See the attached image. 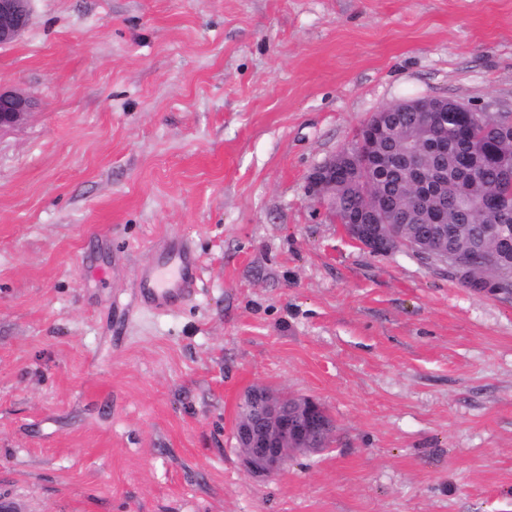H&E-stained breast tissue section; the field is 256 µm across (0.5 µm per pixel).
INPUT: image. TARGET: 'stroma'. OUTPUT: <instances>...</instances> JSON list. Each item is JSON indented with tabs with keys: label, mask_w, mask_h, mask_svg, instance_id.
<instances>
[{
	"label": "stroma",
	"mask_w": 512,
	"mask_h": 512,
	"mask_svg": "<svg viewBox=\"0 0 512 512\" xmlns=\"http://www.w3.org/2000/svg\"><path fill=\"white\" fill-rule=\"evenodd\" d=\"M0 88V512H512V295L376 254L310 196L386 104L512 113V0H30ZM187 239L195 297L136 306ZM264 385L330 444L273 479ZM33 109V101L26 95L0 89V133L13 129ZM333 430L324 408L309 397H288L264 386L247 390L235 421L236 447L244 470L257 479L275 476L297 452L315 453Z\"/></svg>",
	"instance_id": "obj_1"
}]
</instances>
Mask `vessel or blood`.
Returning <instances> with one entry per match:
<instances>
[{"label":"vessel or blood","mask_w":512,"mask_h":512,"mask_svg":"<svg viewBox=\"0 0 512 512\" xmlns=\"http://www.w3.org/2000/svg\"><path fill=\"white\" fill-rule=\"evenodd\" d=\"M197 274L186 244L165 242L154 248L148 267L138 281L140 303L155 311L169 310L176 301L196 294Z\"/></svg>","instance_id":"vessel-or-blood-1"}]
</instances>
